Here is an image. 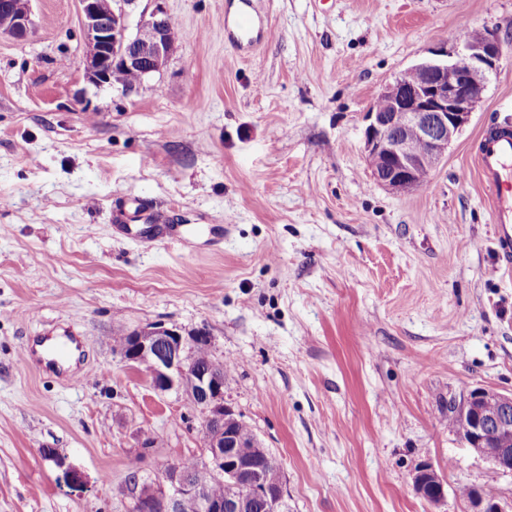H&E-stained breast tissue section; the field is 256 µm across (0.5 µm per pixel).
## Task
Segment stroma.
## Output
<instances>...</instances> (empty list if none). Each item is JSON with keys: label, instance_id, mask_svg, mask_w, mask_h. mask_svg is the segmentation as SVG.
Masks as SVG:
<instances>
[{"label": "stroma", "instance_id": "35a3bbf8", "mask_svg": "<svg viewBox=\"0 0 512 512\" xmlns=\"http://www.w3.org/2000/svg\"><path fill=\"white\" fill-rule=\"evenodd\" d=\"M253 2L267 35L243 53L236 0H166L179 46L128 89L85 80L76 0H33L27 38L0 37V512H129L132 466L202 458L197 412L113 342L153 322L212 336L288 512H472L464 485L512 512V475L448 426L468 390L512 392V272L476 162L512 122V0ZM486 27L504 56L447 156L379 187L365 112ZM52 335L77 337L81 378L21 359ZM433 480L435 490L433 493L426 492V483L429 479ZM412 485L417 495L423 498L431 505H439L445 497L442 480L436 470L431 465H422L412 474Z\"/></svg>", "mask_w": 512, "mask_h": 512}]
</instances>
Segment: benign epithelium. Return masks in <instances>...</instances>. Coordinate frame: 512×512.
Masks as SVG:
<instances>
[{"label": "benign epithelium", "instance_id": "7a95c632", "mask_svg": "<svg viewBox=\"0 0 512 512\" xmlns=\"http://www.w3.org/2000/svg\"><path fill=\"white\" fill-rule=\"evenodd\" d=\"M32 0H0L7 23L0 35L24 38L33 26ZM82 40L95 47L82 57L86 80L112 86L116 65L138 69L147 77L159 72L173 54L167 33L173 24L165 0H152L154 8L142 11L131 22L137 0H77ZM504 41L494 29L485 28L478 39L464 36L453 48L439 46L429 56L407 68L417 80L407 83L397 76L377 95L387 108H370L365 114L366 158H378L382 168L372 174L378 185L392 193H405L423 185L448 151V146L469 122L489 76L503 58ZM417 140L423 150L410 149ZM207 332L184 331L176 325L151 323L128 334L118 353L128 365L144 367L152 387L181 395L198 412L205 439L199 465L224 480L222 499L208 496L187 472L171 467L158 472L154 482L129 481L134 512H277L285 497L281 474L270 471L267 449L255 441L242 450L236 434L240 415L224 401V369L215 360L194 366L199 346L212 347ZM467 428L462 441L497 469L512 473V393L475 388L458 406ZM247 482L248 498L237 487ZM417 495L431 505L445 497L442 480L430 465L412 474ZM473 512H502L495 497L478 489L471 501Z\"/></svg>", "mask_w": 512, "mask_h": 512}]
</instances>
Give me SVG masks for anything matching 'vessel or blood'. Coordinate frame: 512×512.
I'll use <instances>...</instances> for the list:
<instances>
[{
    "label": "vessel or blood",
    "instance_id": "vessel-or-blood-1",
    "mask_svg": "<svg viewBox=\"0 0 512 512\" xmlns=\"http://www.w3.org/2000/svg\"><path fill=\"white\" fill-rule=\"evenodd\" d=\"M229 39L242 48H251L261 37V29L251 0H242ZM477 162L483 181L493 191L492 222L498 257L512 268V129L502 127L482 139Z\"/></svg>",
    "mask_w": 512,
    "mask_h": 512
}]
</instances>
